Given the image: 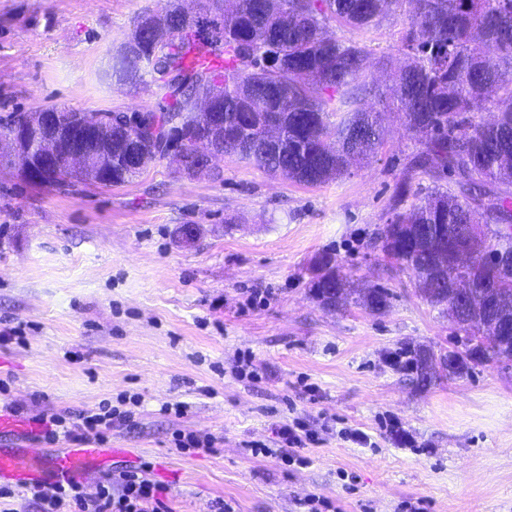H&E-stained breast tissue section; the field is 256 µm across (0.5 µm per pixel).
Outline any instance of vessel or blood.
<instances>
[{"label": "vessel or blood", "mask_w": 512, "mask_h": 512, "mask_svg": "<svg viewBox=\"0 0 512 512\" xmlns=\"http://www.w3.org/2000/svg\"><path fill=\"white\" fill-rule=\"evenodd\" d=\"M108 454V449L92 448L85 443L51 454L0 449V478L19 485L82 480L97 471Z\"/></svg>", "instance_id": "vessel-or-blood-1"}]
</instances>
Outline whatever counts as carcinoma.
Instances as JSON below:
<instances>
[{
	"instance_id": "cac0c4a2",
	"label": "carcinoma",
	"mask_w": 512,
	"mask_h": 512,
	"mask_svg": "<svg viewBox=\"0 0 512 512\" xmlns=\"http://www.w3.org/2000/svg\"><path fill=\"white\" fill-rule=\"evenodd\" d=\"M203 21L217 35L196 38L172 5L163 16L167 36H158L142 14L135 53L119 52L112 70L122 78L150 79L163 102L140 122H101L100 151L112 154L109 171L74 172L66 166L45 176L57 187L73 178L112 188L133 182L144 168H126L129 145L152 163L168 147L185 152L187 170L204 164L195 142L220 136L224 153L272 175L320 186L350 174L356 164L384 147L385 116L396 115L422 138V149L397 183L378 247L396 267L412 272L427 303L448 311L455 286L471 284L470 319L454 321L452 346L405 348V370L418 383L432 382L431 365L446 360L449 375L461 377L494 359L512 361V272L495 269L491 253H512V0H200ZM394 9L407 18L398 43L405 62L385 94L372 79V53L361 41L326 35L325 25L368 29ZM211 100L224 113V128L198 119L193 99ZM374 99L365 105L367 98ZM491 124L474 120L484 109ZM33 117H0V136ZM63 130L92 122L87 112L62 111ZM435 182L419 204L413 173ZM448 180V186L440 181ZM468 224H482L471 263L439 250L441 238L456 239ZM312 292L326 308L361 305L382 313L390 303L384 287L352 288L329 253L315 261ZM497 290L511 318L497 324L504 339L481 337L486 290Z\"/></svg>"
}]
</instances>
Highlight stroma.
<instances>
[{
  "label": "stroma",
  "mask_w": 512,
  "mask_h": 512,
  "mask_svg": "<svg viewBox=\"0 0 512 512\" xmlns=\"http://www.w3.org/2000/svg\"><path fill=\"white\" fill-rule=\"evenodd\" d=\"M166 0H0V115L55 106L158 110L153 83L112 77L136 18ZM399 14L365 31L392 84ZM420 145L400 124L368 165L321 185L271 177L224 157L218 177L164 158L132 183L38 186L0 156V407L21 420L74 415L139 395L134 428H113L105 472L137 469L167 492L168 512H512V361L461 378L436 368L428 387L393 369L402 344L448 348L453 325L411 275L374 246L388 203ZM198 229L183 241L182 225ZM336 258L351 287L384 285L390 307L324 308L313 263ZM251 362L256 374L242 373ZM184 401L183 417L161 414ZM398 421L407 446L386 432ZM314 436L298 466L277 455L276 425ZM358 428L368 444L348 441ZM215 437L188 454L177 433ZM272 448L252 457L248 446Z\"/></svg>",
  "instance_id": "35a3bbf8"
}]
</instances>
